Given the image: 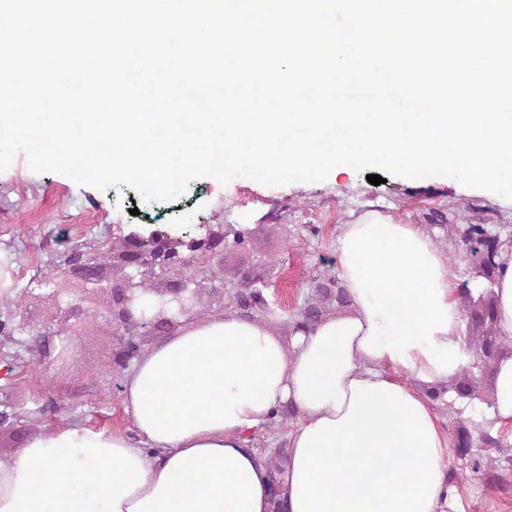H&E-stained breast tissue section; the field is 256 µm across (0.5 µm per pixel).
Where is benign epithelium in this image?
Returning <instances> with one entry per match:
<instances>
[{"instance_id":"1","label":"benign epithelium","mask_w":512,"mask_h":512,"mask_svg":"<svg viewBox=\"0 0 512 512\" xmlns=\"http://www.w3.org/2000/svg\"><path fill=\"white\" fill-rule=\"evenodd\" d=\"M121 245L117 256L121 273L107 285L102 284L101 266L82 250L75 249L65 260L71 272L110 296L106 313L114 328L111 364L117 369L127 368L141 356L142 337L161 329L172 333L193 317L203 290L197 258L203 255L211 262L208 281H216L217 269L224 262V233L209 229L199 238L185 240L183 235L165 230L154 229L146 235L131 231L123 236ZM156 278L166 281V288L154 289L160 304L148 316L142 309L143 285ZM88 315L80 302L69 300L58 307L54 322L30 327L35 364L47 369L55 361H64L68 347H62L53 359L44 342L61 334L62 326L77 331Z\"/></svg>"}]
</instances>
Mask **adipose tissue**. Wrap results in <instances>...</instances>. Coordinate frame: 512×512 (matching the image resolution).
<instances>
[{
    "mask_svg": "<svg viewBox=\"0 0 512 512\" xmlns=\"http://www.w3.org/2000/svg\"><path fill=\"white\" fill-rule=\"evenodd\" d=\"M494 287L512 339V248ZM342 311L282 342L233 315L183 325L134 361L122 404L135 433L47 426L0 462V512H273L246 437L291 408L288 512H462L452 441L427 395L474 355L462 289L416 224L368 209L337 237ZM489 417L512 433V353Z\"/></svg>",
    "mask_w": 512,
    "mask_h": 512,
    "instance_id": "obj_1",
    "label": "adipose tissue"
}]
</instances>
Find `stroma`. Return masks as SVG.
Instances as JSON below:
<instances>
[{"mask_svg":"<svg viewBox=\"0 0 512 512\" xmlns=\"http://www.w3.org/2000/svg\"><path fill=\"white\" fill-rule=\"evenodd\" d=\"M371 206L397 222L428 226L463 282L470 280L471 270L461 258L460 235L429 227L432 212L457 224H486L501 238L512 237V199H491L484 190L457 182L390 175L375 186L365 174L354 172L274 187L247 177L226 182L204 177L191 182L177 201L145 204L132 188L101 191L60 173L34 171L25 155H17L0 172V260L6 262L13 281L11 287L0 289V321L12 328L10 334H0V365L10 369L9 375L0 377V394L24 413V422L33 431L48 422L78 421L131 430L121 400L124 374L109 364L113 334L105 313L107 297L64 272V256L72 248L108 265L120 231L134 226L200 236L208 226L246 225L247 246L226 245L224 285L203 291L195 319L227 314L223 288L240 283L247 272L268 285L269 307L254 311V319H272L273 331L286 340L294 314L315 286L336 272V238L342 225ZM57 288L82 299L91 315L73 340L68 364L32 374L23 325L52 318L56 305L51 292ZM49 397L57 405L52 415L41 410ZM480 455L481 473L466 480L471 490L466 512H512V442L481 449Z\"/></svg>","mask_w":512,"mask_h":512,"instance_id":"obj_1","label":"stroma"}]
</instances>
